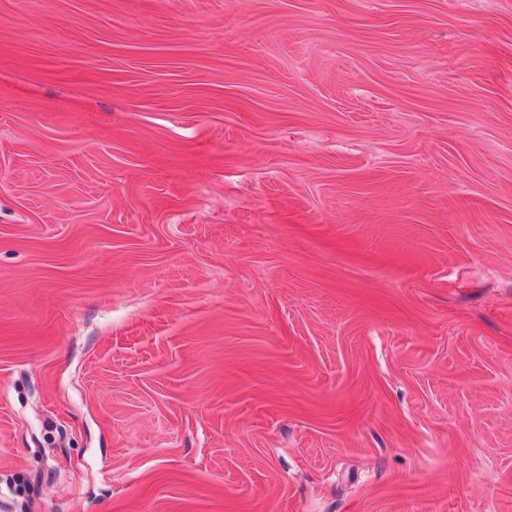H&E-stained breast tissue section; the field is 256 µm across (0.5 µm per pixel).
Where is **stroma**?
<instances>
[{
	"instance_id": "35a3bbf8",
	"label": "stroma",
	"mask_w": 512,
	"mask_h": 512,
	"mask_svg": "<svg viewBox=\"0 0 512 512\" xmlns=\"http://www.w3.org/2000/svg\"><path fill=\"white\" fill-rule=\"evenodd\" d=\"M0 512H512V0H0Z\"/></svg>"
}]
</instances>
